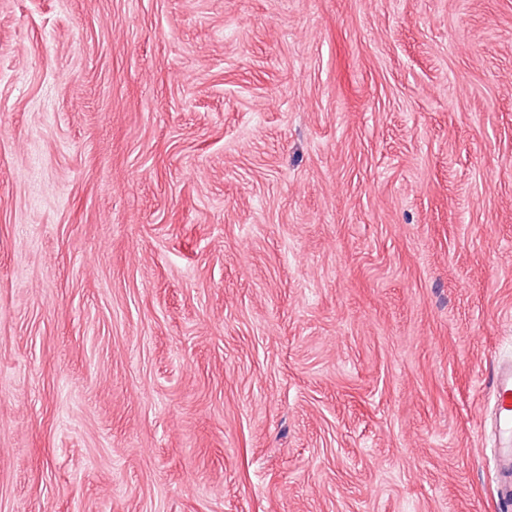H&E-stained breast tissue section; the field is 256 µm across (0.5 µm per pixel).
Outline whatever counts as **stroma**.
I'll list each match as a JSON object with an SVG mask.
<instances>
[{
  "instance_id": "35a3bbf8",
  "label": "stroma",
  "mask_w": 512,
  "mask_h": 512,
  "mask_svg": "<svg viewBox=\"0 0 512 512\" xmlns=\"http://www.w3.org/2000/svg\"><path fill=\"white\" fill-rule=\"evenodd\" d=\"M512 0H0V512H501Z\"/></svg>"
}]
</instances>
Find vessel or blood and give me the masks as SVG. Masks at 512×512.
<instances>
[{
  "instance_id": "obj_1",
  "label": "vessel or blood",
  "mask_w": 512,
  "mask_h": 512,
  "mask_svg": "<svg viewBox=\"0 0 512 512\" xmlns=\"http://www.w3.org/2000/svg\"><path fill=\"white\" fill-rule=\"evenodd\" d=\"M493 420L498 438V493L512 502V362L500 364L492 372Z\"/></svg>"
}]
</instances>
